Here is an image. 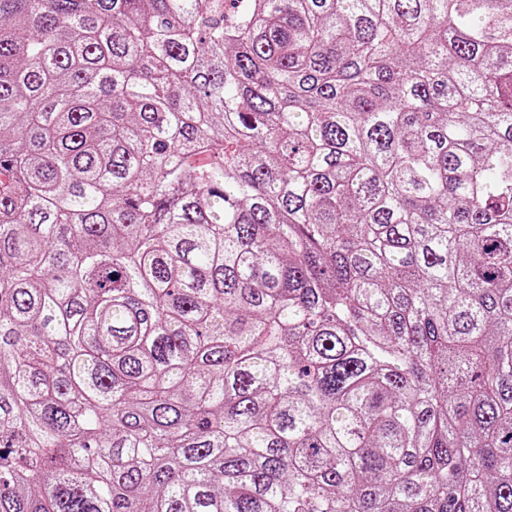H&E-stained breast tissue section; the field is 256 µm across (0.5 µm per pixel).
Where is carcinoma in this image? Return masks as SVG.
Instances as JSON below:
<instances>
[{
    "mask_svg": "<svg viewBox=\"0 0 512 512\" xmlns=\"http://www.w3.org/2000/svg\"><path fill=\"white\" fill-rule=\"evenodd\" d=\"M0 512H512V0H0Z\"/></svg>",
    "mask_w": 512,
    "mask_h": 512,
    "instance_id": "1",
    "label": "carcinoma"
}]
</instances>
